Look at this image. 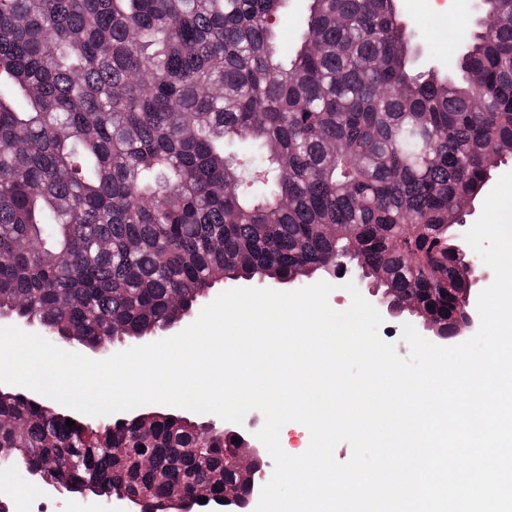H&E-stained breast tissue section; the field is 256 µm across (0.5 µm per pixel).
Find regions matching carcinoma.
<instances>
[{"mask_svg":"<svg viewBox=\"0 0 512 512\" xmlns=\"http://www.w3.org/2000/svg\"><path fill=\"white\" fill-rule=\"evenodd\" d=\"M283 2L0 0V314L90 349L149 338L175 294L299 285L353 242L381 291L448 314L474 257L456 202L512 159V0H482L437 69L397 0H309L292 51ZM68 417L0 390V461L143 512L233 480V436L182 415Z\"/></svg>","mask_w":512,"mask_h":512,"instance_id":"1","label":"carcinoma"}]
</instances>
